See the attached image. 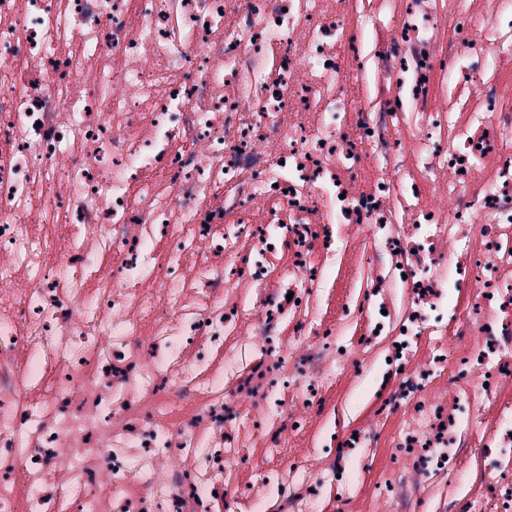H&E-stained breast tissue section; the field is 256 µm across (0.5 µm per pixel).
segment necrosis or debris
Returning a JSON list of instances; mask_svg holds the SVG:
<instances>
[{
	"label": "necrosis or debris",
	"mask_w": 512,
	"mask_h": 512,
	"mask_svg": "<svg viewBox=\"0 0 512 512\" xmlns=\"http://www.w3.org/2000/svg\"><path fill=\"white\" fill-rule=\"evenodd\" d=\"M0 512H512V0H0Z\"/></svg>",
	"instance_id": "1"
}]
</instances>
